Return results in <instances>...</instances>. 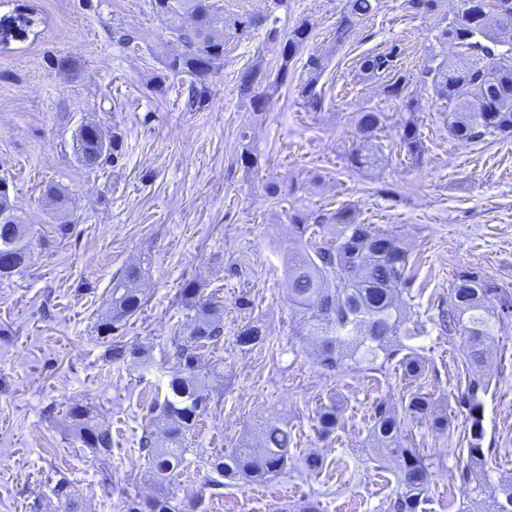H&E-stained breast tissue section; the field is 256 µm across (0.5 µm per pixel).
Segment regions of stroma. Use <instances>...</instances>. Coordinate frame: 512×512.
<instances>
[{"label": "stroma", "mask_w": 512, "mask_h": 512, "mask_svg": "<svg viewBox=\"0 0 512 512\" xmlns=\"http://www.w3.org/2000/svg\"><path fill=\"white\" fill-rule=\"evenodd\" d=\"M213 2L227 14H274L284 32L303 18L313 25L263 111H253L237 85L252 64L278 67L264 30L228 44L205 109L192 112L189 76L167 68L180 46L152 0H0V16L20 7L38 20L25 40L0 45V179L46 241L22 273L0 281V512H124L126 496L162 493L182 507L201 501L200 512H279L306 499L321 512H389L398 486L369 454L370 407L381 398L401 404L416 389L447 407L448 429L409 422L401 442L434 462V512H461L473 495L458 476L468 432L455 403L463 342L441 333L436 305L467 268L512 291V136L472 145L451 138L447 103L418 80L434 21L406 12L403 0H382L339 46L332 32L343 0H288L279 8L272 0ZM120 27L133 33L131 42L113 39ZM394 45L420 106L427 150L417 163L389 151L401 105L359 70L363 55ZM312 55L325 61L315 80L306 66ZM59 57L72 69H57ZM310 81L322 97L317 112L300 98ZM372 109L384 114L385 152L375 169L358 172L347 155L363 144L357 114ZM87 123L119 135L118 159L78 162L73 139ZM246 139L258 168L239 160ZM271 181L292 186L286 202L267 195ZM50 185L67 196L66 211L47 200ZM345 204L355 205L358 222L393 231L411 249L412 304L426 326L410 342L425 364L419 379L392 367L373 377L326 372L315 342L298 332L286 274L298 243L288 213ZM59 224L70 225L67 236L56 233ZM135 265L145 271L146 304L124 336L150 354L153 366L144 372L113 363L96 330L113 275ZM190 280L224 303V338L200 351L201 366L220 365L223 375L209 382L210 408L188 437L181 475L158 482L138 439L176 371L171 338L192 327L194 312L179 295ZM244 293L253 301L248 312L235 306ZM248 318L264 326L266 340L244 352L236 335ZM488 347L485 471L497 485L512 480V318ZM332 398L343 403L344 427L323 439L314 416ZM75 403L96 407L111 427L105 460L93 459L71 432L67 411ZM267 417L287 423L293 458L320 454L323 471L206 495L212 456L258 443L255 426ZM62 474L71 483L68 506L51 492Z\"/></svg>", "instance_id": "obj_1"}]
</instances>
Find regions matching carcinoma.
I'll return each instance as SVG.
<instances>
[{"instance_id": "1", "label": "carcinoma", "mask_w": 512, "mask_h": 512, "mask_svg": "<svg viewBox=\"0 0 512 512\" xmlns=\"http://www.w3.org/2000/svg\"><path fill=\"white\" fill-rule=\"evenodd\" d=\"M155 12L165 17L183 39L182 52L168 63L174 73L192 77L188 105L201 110L210 97L209 77L224 63V46L259 28L256 16L224 14L209 0H180L173 9L166 0H153ZM379 0H345L333 32V41L341 45L366 18L376 13ZM465 7L452 18L440 14L441 0H404L405 10L414 15L432 17L440 44L450 41L466 47L458 56H449L423 71L437 98L448 103V132L464 144H477L490 137L512 135V0H462ZM191 14L193 23L186 28L177 23L180 11ZM35 24L33 15L18 11L0 19V44L22 40ZM312 26L306 19L297 21L282 36L271 27L267 39L279 45V66L275 74L261 71V63L247 68L240 77V96L249 100L256 112L286 81L293 58L309 40ZM397 47L387 52L367 54L359 69L370 79H384L387 97L400 100L408 116L396 125V147L408 159L417 162L424 155L421 131L414 118L420 111L418 100L410 96V78L398 69ZM302 105L310 111L321 108V95L313 82L301 89ZM384 113L374 109L360 113L356 127L360 138H379ZM74 152L87 166L117 158L120 140L99 125L81 128L74 138ZM382 146L364 152L354 149L347 160L350 168L365 171L375 167L382 157ZM291 233L305 242L288 256V300L302 315L306 334L318 345L316 363L329 372H380L393 362L408 378L423 374L421 359L401 354L406 341L422 333V325L402 310L403 295L410 294L414 281L412 261L404 243L390 231L356 220L355 206L348 204L334 212L326 210L288 213ZM331 225L334 239L317 240L319 229ZM33 247L30 228L14 209L9 194L0 192V254H14L20 268L0 271V279H9L25 268ZM139 267H129L112 277L109 308L98 320V331L109 340V358L118 364L140 369L151 367L145 349L124 340L127 320L146 303L138 283ZM180 295L194 311V324L185 337L172 343V358L178 371L167 383L163 401L156 404V417L164 422L162 436L146 428L139 439V452L149 464L150 473L161 480L180 474L185 462L187 434L209 409V374L201 372L198 350L216 344L224 336V303L215 294L204 293L199 284L189 281ZM512 317V292L499 287L477 271L457 274L448 291V306L439 312V326L448 338L464 339V364L468 377L457 398L470 420L466 439L467 461L459 473L463 481H473L476 493L474 512H512V482L487 487L483 463L481 395L489 382L480 371L487 355V341L495 327ZM265 330L259 322L246 321L238 331L239 346L253 349L263 343ZM371 434L376 441L372 452L380 461L395 464L400 491L391 504L393 512H432L430 494L435 472L431 463L413 448L399 441L404 421H426L436 430L448 429V411L439 410L430 394L412 393L401 408L386 399L373 403L370 411ZM70 427L93 455L102 458L112 452L111 428L100 420L89 405L74 404L67 412ZM341 406L330 402L319 408L315 421L320 437L328 438L342 425ZM262 443H244L229 453L217 454L210 461L216 474L212 485L220 487L242 480L269 481L288 470L292 442L288 428L269 418L260 425ZM125 512H179L166 495L148 501L135 497L125 500Z\"/></svg>"}]
</instances>
